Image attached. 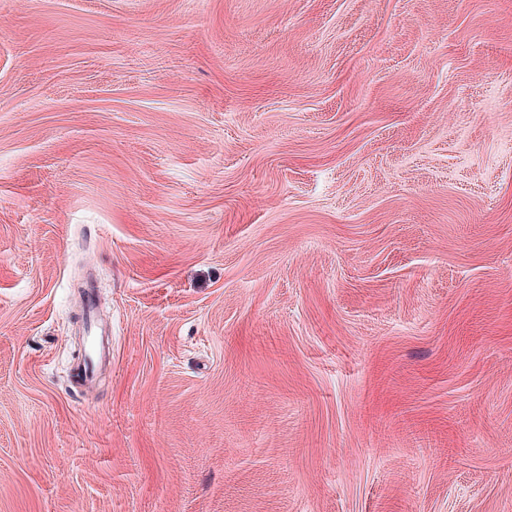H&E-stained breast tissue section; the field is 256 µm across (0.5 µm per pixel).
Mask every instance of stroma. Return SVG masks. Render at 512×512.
I'll return each mask as SVG.
<instances>
[{
  "label": "stroma",
  "mask_w": 512,
  "mask_h": 512,
  "mask_svg": "<svg viewBox=\"0 0 512 512\" xmlns=\"http://www.w3.org/2000/svg\"><path fill=\"white\" fill-rule=\"evenodd\" d=\"M0 512H512V0H0ZM97 292L93 283L84 290L82 327L86 336V348L82 360L73 372L75 383L81 387H90L96 380L99 369L109 362L111 346L108 336L99 329L96 319Z\"/></svg>",
  "instance_id": "obj_1"
}]
</instances>
